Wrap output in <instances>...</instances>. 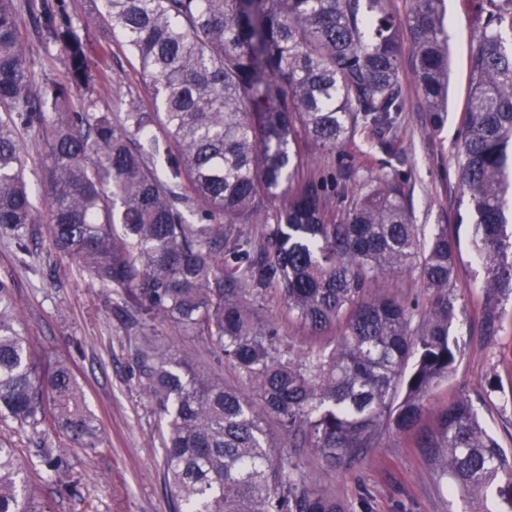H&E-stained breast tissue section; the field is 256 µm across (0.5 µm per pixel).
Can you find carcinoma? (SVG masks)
Wrapping results in <instances>:
<instances>
[{"label":"carcinoma","mask_w":512,"mask_h":512,"mask_svg":"<svg viewBox=\"0 0 512 512\" xmlns=\"http://www.w3.org/2000/svg\"><path fill=\"white\" fill-rule=\"evenodd\" d=\"M99 25L149 80L145 104L123 116L78 111L108 78L109 52L74 27L65 0H0V236L22 255L39 225L52 247L97 288L115 291L138 324L173 322L230 359L249 392L197 370L186 355L149 346L139 379L166 420L164 482L173 512H345L309 487L293 454L325 466L359 462L391 433L415 429L432 390L461 353L448 295L457 244L437 227L428 244L412 223L400 174L369 179L337 217L305 177L302 137L321 150L368 132L395 164L402 112L400 57L415 51L413 80L433 128L448 112L450 51L444 0H88ZM481 37L458 153L460 204L486 269V322L512 291V0H465ZM64 71L35 83L23 17ZM174 147L169 175L155 165L154 130ZM42 137L46 204L28 186L24 134ZM198 206L187 224L181 207ZM234 224H263L253 253ZM415 272L431 297L419 320L372 283ZM276 290L288 317L313 337L337 333L331 352L299 349L249 300ZM274 418L288 437L268 429ZM0 423L58 433L81 448L99 442L98 419L70 365L37 357L0 278ZM418 447L463 497L495 490L512 509V461L471 400L436 412ZM46 474L60 468L35 451ZM32 461L0 440V512H51L32 486Z\"/></svg>","instance_id":"cac0c4a2"}]
</instances>
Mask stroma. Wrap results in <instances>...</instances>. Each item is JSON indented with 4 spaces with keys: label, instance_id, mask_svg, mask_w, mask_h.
Returning a JSON list of instances; mask_svg holds the SVG:
<instances>
[{
    "label": "stroma",
    "instance_id": "stroma-1",
    "mask_svg": "<svg viewBox=\"0 0 512 512\" xmlns=\"http://www.w3.org/2000/svg\"><path fill=\"white\" fill-rule=\"evenodd\" d=\"M445 28L450 46L451 81L448 120L433 130L427 107L411 80L412 47H404L401 70L406 110L399 140L411 166L404 170L407 202L424 233L446 226L459 240V265L448 292L456 300L454 334L461 355L448 379L433 392L424 425H432L434 409L459 398L474 402L482 423L512 458V292L498 306V330H485V271L475 260L465 209L459 208L457 153L469 88V59L480 31L463 0H444ZM144 81L133 56L112 49V78L99 87L97 109L119 116L133 98H144ZM307 173L325 184V202L339 214L363 186L367 173L386 172L388 160L370 136L359 133L331 151L314 152ZM0 278L12 281L19 317L33 352L67 361L86 394L89 409L101 422L99 449L71 447L60 436L48 441L63 461L58 480L30 471L31 483L51 502L52 512H172L163 477L158 409L143 391L138 366L140 350L152 345L188 354L195 366L225 385L244 387L235 366L210 345L187 336L174 323L144 331L132 322L115 297L91 286L52 248L47 231H39L28 261L17 258L13 245L0 238ZM260 317L280 336L305 347L307 329L289 320L275 290L260 299ZM299 471L311 486L339 501L345 512H461L458 496L440 487L413 435H394L385 447L372 448L347 468H325L311 450L297 458Z\"/></svg>",
    "mask_w": 512,
    "mask_h": 512
}]
</instances>
